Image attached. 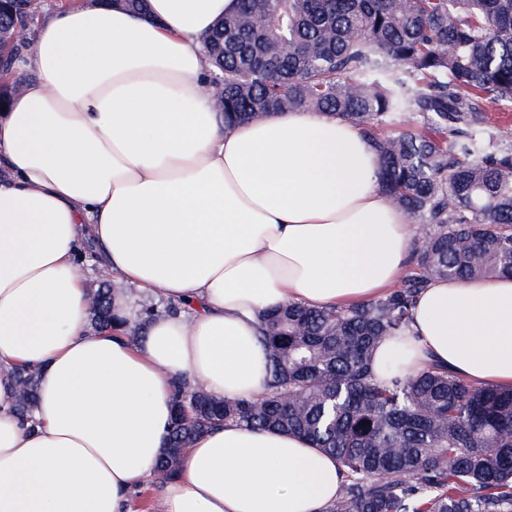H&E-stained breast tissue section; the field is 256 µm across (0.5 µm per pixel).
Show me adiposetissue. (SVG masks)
<instances>
[{
    "label": "adipose tissue",
    "mask_w": 512,
    "mask_h": 512,
    "mask_svg": "<svg viewBox=\"0 0 512 512\" xmlns=\"http://www.w3.org/2000/svg\"><path fill=\"white\" fill-rule=\"evenodd\" d=\"M147 7L68 0L0 104V512H129L166 447L174 379L257 396L259 312L375 300L418 237L357 127L290 111L225 128L201 41L238 0ZM89 246L122 283L120 329L87 327ZM144 293L177 310L134 341ZM431 364L512 387V278L431 281L373 354L383 385ZM16 368L38 372L29 423ZM342 480L307 438L229 423L186 449L160 512H326Z\"/></svg>",
    "instance_id": "adipose-tissue-1"
}]
</instances>
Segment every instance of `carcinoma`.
<instances>
[{
	"label": "carcinoma",
	"instance_id": "carcinoma-1",
	"mask_svg": "<svg viewBox=\"0 0 512 512\" xmlns=\"http://www.w3.org/2000/svg\"><path fill=\"white\" fill-rule=\"evenodd\" d=\"M32 14L27 0H0V29ZM204 49L224 83L225 127L281 111L354 125L419 239L414 271L373 302L262 313L260 395L216 398L174 380L155 473L176 478L183 449L236 422L333 456L343 484L327 512H512V388L474 386L437 364L381 387L372 369L431 281L512 275V124L486 108L512 102V0H239ZM94 295L90 326L108 328L111 289ZM37 377L12 372L22 416Z\"/></svg>",
	"mask_w": 512,
	"mask_h": 512
}]
</instances>
